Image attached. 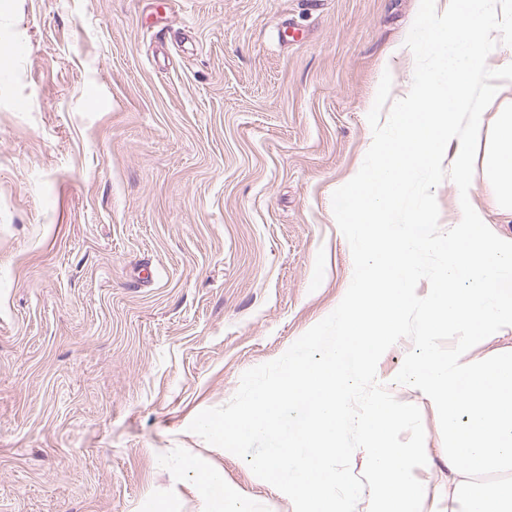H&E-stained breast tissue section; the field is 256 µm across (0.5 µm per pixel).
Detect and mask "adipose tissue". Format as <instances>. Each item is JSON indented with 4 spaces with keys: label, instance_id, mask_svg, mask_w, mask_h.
<instances>
[{
    "label": "adipose tissue",
    "instance_id": "obj_1",
    "mask_svg": "<svg viewBox=\"0 0 512 512\" xmlns=\"http://www.w3.org/2000/svg\"><path fill=\"white\" fill-rule=\"evenodd\" d=\"M486 165L501 209L512 212V110L499 113ZM430 389L448 398V414L467 412L472 428H451L448 496L463 502L464 512H512V481L494 487L475 476L512 470V360L479 367L424 353L412 366Z\"/></svg>",
    "mask_w": 512,
    "mask_h": 512
}]
</instances>
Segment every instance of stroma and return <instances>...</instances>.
Wrapping results in <instances>:
<instances>
[{
  "mask_svg": "<svg viewBox=\"0 0 512 512\" xmlns=\"http://www.w3.org/2000/svg\"><path fill=\"white\" fill-rule=\"evenodd\" d=\"M418 0H0V512H294L189 431L344 297L332 194L361 167L383 72L404 97ZM468 191L512 240L483 156ZM422 512L448 506L437 409ZM194 484L202 500L201 512H224V472L220 468H198Z\"/></svg>",
  "mask_w": 512,
  "mask_h": 512,
  "instance_id": "1",
  "label": "stroma"
}]
</instances>
